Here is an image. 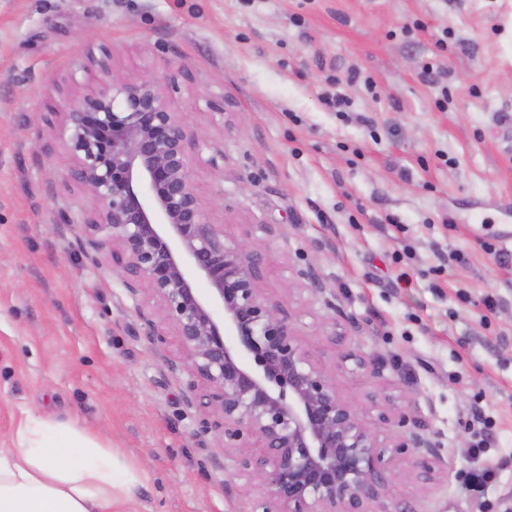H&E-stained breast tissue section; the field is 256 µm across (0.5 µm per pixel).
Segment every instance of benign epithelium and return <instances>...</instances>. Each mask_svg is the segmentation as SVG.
Instances as JSON below:
<instances>
[{
  "mask_svg": "<svg viewBox=\"0 0 512 512\" xmlns=\"http://www.w3.org/2000/svg\"><path fill=\"white\" fill-rule=\"evenodd\" d=\"M100 68L106 79L66 103L61 129L74 161L68 177L96 203L82 221L83 247L118 274L143 335L186 375L201 430L222 435L224 490L239 497L236 512H411L383 500L406 466L421 484L433 479L437 444L404 416L406 430L380 442L260 288L262 244L228 239L211 222L186 126L158 83L129 82L104 60ZM188 266L208 281V296L186 277ZM144 291L172 334L139 305Z\"/></svg>",
  "mask_w": 512,
  "mask_h": 512,
  "instance_id": "7a95c632",
  "label": "benign epithelium"
}]
</instances>
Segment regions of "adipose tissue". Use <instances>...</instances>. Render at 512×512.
I'll use <instances>...</instances> for the list:
<instances>
[{
    "label": "adipose tissue",
    "instance_id": "1",
    "mask_svg": "<svg viewBox=\"0 0 512 512\" xmlns=\"http://www.w3.org/2000/svg\"><path fill=\"white\" fill-rule=\"evenodd\" d=\"M141 479L98 435L29 411L0 449V512H132Z\"/></svg>",
    "mask_w": 512,
    "mask_h": 512
}]
</instances>
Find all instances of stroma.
<instances>
[{
	"label": "stroma",
	"instance_id": "1",
	"mask_svg": "<svg viewBox=\"0 0 512 512\" xmlns=\"http://www.w3.org/2000/svg\"><path fill=\"white\" fill-rule=\"evenodd\" d=\"M105 56L158 81L189 156L222 152L193 169L202 203L227 237L264 240L260 284L338 393L380 437L426 423L439 472L419 494L404 474L388 503L512 512V0H0V448L29 410L143 470L135 512H233L220 435L83 251L96 204L65 181L58 128ZM476 405L497 471L480 492ZM473 417L477 423L483 425V427H481L479 431H475L473 433V440L471 441V446L469 448V454L471 459L473 460V463H477L480 455L484 451V448H487L488 446V430H490V427L488 421L485 418H483V416L481 415L480 412H478L477 409H475Z\"/></svg>",
	"mask_w": 512,
	"mask_h": 512
}]
</instances>
